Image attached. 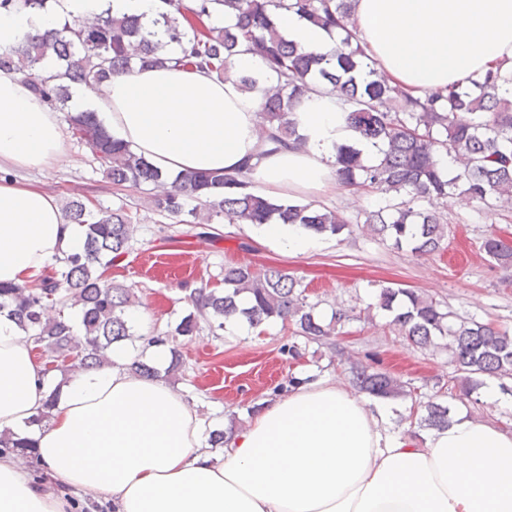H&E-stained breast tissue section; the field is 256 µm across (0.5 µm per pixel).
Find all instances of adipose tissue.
Returning <instances> with one entry per match:
<instances>
[{"mask_svg":"<svg viewBox=\"0 0 512 512\" xmlns=\"http://www.w3.org/2000/svg\"><path fill=\"white\" fill-rule=\"evenodd\" d=\"M51 7L0 13V47L75 17L94 23L121 11L156 17L161 0H51ZM357 37L379 77L412 96L467 85L490 70L512 73V0H354ZM290 41L312 53L334 45L291 11L275 14ZM250 53L219 80L197 70L135 68L104 94L77 88L73 111H96L105 128L173 176L186 170L238 173L268 196H326L337 189L335 147L375 149L350 128L337 100L312 95L297 113L302 150L265 153L259 92L240 71L260 72ZM57 112L20 79L0 75V282L22 285L55 258L79 250L80 228L55 197L2 169L48 170L61 160ZM261 238L297 255L319 236L262 224ZM132 353L112 349L109 366L69 376L53 408L33 339L0 313V433L48 413L34 460L0 459V512H66V490L109 500L112 512H512V433L456 415L447 428L412 437L384 427L387 403L326 382H299L266 403L215 455L203 421L159 378L129 373ZM49 475L37 484L32 466Z\"/></svg>","mask_w":512,"mask_h":512,"instance_id":"obj_1","label":"adipose tissue"}]
</instances>
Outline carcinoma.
Instances as JSON below:
<instances>
[{"instance_id": "cac0c4a2", "label": "carcinoma", "mask_w": 512, "mask_h": 512, "mask_svg": "<svg viewBox=\"0 0 512 512\" xmlns=\"http://www.w3.org/2000/svg\"><path fill=\"white\" fill-rule=\"evenodd\" d=\"M168 9L145 24L135 16H107L93 26L66 22L62 29L29 35L1 49L0 73L26 81L41 99L63 109L71 85L102 93L111 77L136 66H192L224 79L240 48L260 57L267 67L260 101L263 141L268 152L283 147L300 149L304 138L295 112L309 93L320 88L335 96L346 120L359 135L378 148L377 161L364 163L353 145L336 147V180L349 190H369L387 196L386 204L370 212L366 230L396 249L418 256L444 249L449 227L443 216L422 203L465 197L492 209L512 205V101L499 93L506 76L490 70L465 86L447 93L412 97L397 86L373 79L356 43V21L351 0H164ZM46 0H0V12L39 8ZM230 7L236 22L215 27L206 23ZM293 10L300 17L336 33V45L327 54L303 51L278 32L272 13ZM178 57L168 56L172 44ZM52 57L57 72L46 76L42 62ZM74 135L85 141L104 169L112 188L161 189L154 198L160 213L179 224L208 225L217 218L229 224H296L307 232L340 237L353 233L344 218L324 206L277 200L250 188L243 174L222 171L186 172L170 185L158 169L128 145L113 138L93 112L67 113ZM194 201L196 205L189 206ZM70 224L85 227L82 251L60 260L59 278L44 276L24 285L0 284V311H6L31 333L35 349L52 369L67 362L75 369L109 363L112 346L135 339L147 345H167L171 358L161 373L141 357L131 359L130 371L143 378L170 375L183 367L172 336H191L208 327L224 328L230 319L252 328L273 321L292 327V334L320 343L342 333L354 319L338 308L325 322L307 302L302 281L276 266L251 264L224 267V287L199 286L190 290L194 311L174 330L162 335L140 334L127 313L131 288L107 276L112 263L126 254L136 232V216L125 207L94 209L87 198H72L63 208ZM490 262L512 266V246L492 235L482 243ZM66 288H56L58 282ZM252 303L240 306L243 294ZM378 306L391 317L389 326L417 349H446L454 376L448 379V400L435 393L414 402L411 414L417 426L433 430L448 426L450 401L478 404L479 390L489 379L512 378V333L489 323L453 320L435 300L408 288L385 287ZM78 308L82 332H77L64 309ZM350 382L359 392L395 399L417 395L411 383L373 363L350 362Z\"/></svg>"}]
</instances>
